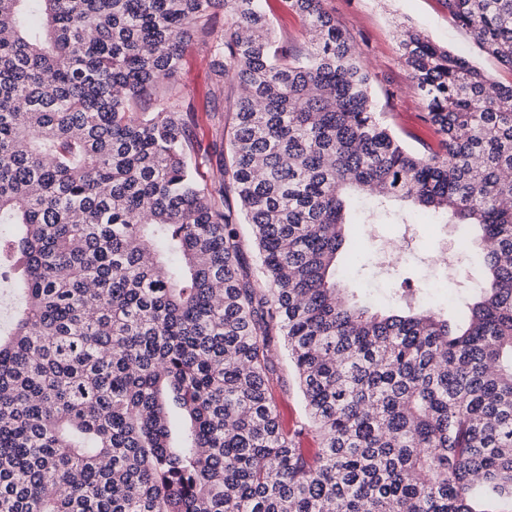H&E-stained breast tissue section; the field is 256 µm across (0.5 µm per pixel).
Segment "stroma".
<instances>
[{
  "mask_svg": "<svg viewBox=\"0 0 512 512\" xmlns=\"http://www.w3.org/2000/svg\"><path fill=\"white\" fill-rule=\"evenodd\" d=\"M324 10L351 37L354 50L372 77L371 94L375 111L381 112L394 132L412 150L441 153V137L425 119L426 102L417 95L402 58L400 45L404 30L415 29L439 46L466 57L474 66L498 82L512 81V70L481 52L471 34L457 27L448 14L445 0H323ZM210 56L190 42L182 52L178 80L187 93L195 113L194 131L200 142L212 139L210 114L215 103L208 95ZM424 216H416L409 233L410 251L395 271H388L379 259L385 235L397 233L398 225H377L373 234H364L359 225L347 228L355 240L357 271L348 286L356 293L371 290L379 294L401 293L410 282L445 277L432 262L439 252L454 253L459 228L450 224L440 236H433L424 225ZM274 361L285 381L276 394L284 424L295 427L304 419V406L288 356L276 351Z\"/></svg>",
  "mask_w": 512,
  "mask_h": 512,
  "instance_id": "35a3bbf8",
  "label": "stroma"
}]
</instances>
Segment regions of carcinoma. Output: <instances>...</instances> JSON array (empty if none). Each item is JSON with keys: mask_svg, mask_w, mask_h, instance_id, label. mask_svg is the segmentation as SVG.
Returning <instances> with one entry per match:
<instances>
[{"mask_svg": "<svg viewBox=\"0 0 512 512\" xmlns=\"http://www.w3.org/2000/svg\"><path fill=\"white\" fill-rule=\"evenodd\" d=\"M260 2L0 0V271L20 299L0 334V512H512V81L404 31L444 149L420 154L322 0H288L301 44ZM446 3L512 71V0ZM192 41L232 100L205 146L177 81ZM363 193L369 223L480 229L488 281L459 323L340 287ZM241 236L245 240L243 248V258L251 271V279L256 288H266V277L260 268L259 259L256 251L251 243L248 242L250 238V228L247 224L240 225ZM274 361L279 374L285 381V387L276 393L280 418L282 417L286 426L293 429L304 419V406L288 362L287 354L280 349L276 350L274 352Z\"/></svg>", "mask_w": 512, "mask_h": 512, "instance_id": "carcinoma-1", "label": "carcinoma"}]
</instances>
